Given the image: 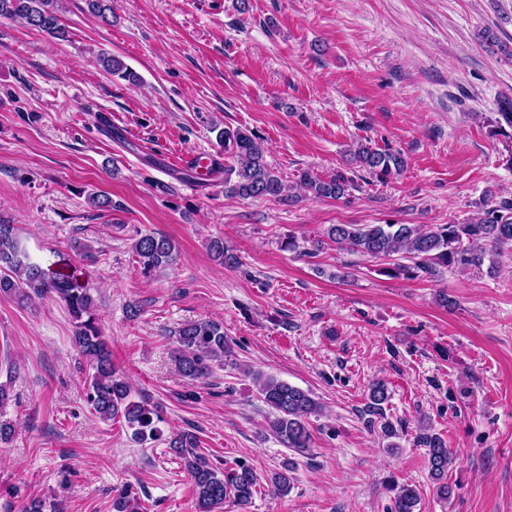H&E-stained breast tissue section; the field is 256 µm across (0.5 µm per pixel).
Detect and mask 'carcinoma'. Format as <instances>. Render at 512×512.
Returning <instances> with one entry per match:
<instances>
[{
  "label": "carcinoma",
  "mask_w": 512,
  "mask_h": 512,
  "mask_svg": "<svg viewBox=\"0 0 512 512\" xmlns=\"http://www.w3.org/2000/svg\"><path fill=\"white\" fill-rule=\"evenodd\" d=\"M87 11L105 24L112 23V0H85ZM60 0H0V19L18 20L25 26L52 38L64 39ZM97 62L109 74L132 83L137 75L119 58L104 52ZM491 134L512 142V100L504 99ZM352 161L380 182L401 174L407 166L404 155L390 149L357 145ZM208 173L224 176V193L239 198L275 197L290 202L293 195L266 161V147L248 130L224 132V157L208 164ZM299 186L315 199L338 200L349 195L353 179L342 172L322 177L309 171L298 175ZM328 239L340 249L378 260L398 257L393 271L406 277L434 276L441 268L481 269L488 252L512 245V200H502L482 209L477 216L459 224H433L423 229L414 224H332ZM209 250L219 261L233 265L237 256L224 246V240L209 241ZM132 251L142 272L150 274L174 264L178 248L165 235L144 234L134 239ZM55 296L65 303L75 324L73 344L91 365L87 378V401L103 421L124 420L133 439L144 444L157 435L154 417L157 408L148 402L132 400L131 387L112 364V352L102 336L95 317L93 289L73 272L43 268L34 260L15 233L14 225L0 219V296L27 304L35 298ZM174 366L184 378L195 380L211 371L212 364H224L232 349L224 337V326L216 321L198 320L182 324L175 332ZM258 394L272 410L269 427L286 448L300 455L312 448L309 417L320 412L311 393L274 376L255 373ZM389 393L384 383L371 385L366 412L380 419L386 438L397 435L384 418ZM425 448L431 479L437 492L448 497V467L456 457L436 433L422 430L417 437ZM197 437L183 432L170 443L189 474L197 512H224V502L234 501L243 510L252 504L260 478L252 467L240 464L223 472L196 451ZM419 496L403 486L392 500L391 512H417Z\"/></svg>",
  "instance_id": "cac0c4a2"
}]
</instances>
